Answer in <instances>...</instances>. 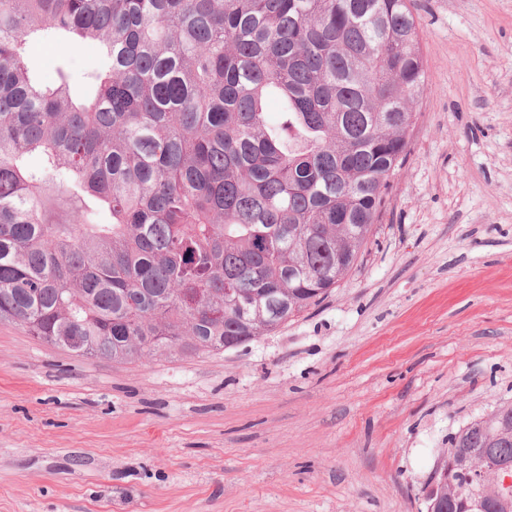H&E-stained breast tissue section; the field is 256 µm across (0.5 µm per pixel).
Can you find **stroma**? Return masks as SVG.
Listing matches in <instances>:
<instances>
[{"label":"stroma","instance_id":"stroma-1","mask_svg":"<svg viewBox=\"0 0 512 512\" xmlns=\"http://www.w3.org/2000/svg\"><path fill=\"white\" fill-rule=\"evenodd\" d=\"M427 91L388 204L315 308L220 354L82 357L0 322V512H426L512 402V0H411ZM94 45L27 47L53 84Z\"/></svg>","mask_w":512,"mask_h":512}]
</instances>
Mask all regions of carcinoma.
<instances>
[{"label": "carcinoma", "mask_w": 512, "mask_h": 512, "mask_svg": "<svg viewBox=\"0 0 512 512\" xmlns=\"http://www.w3.org/2000/svg\"><path fill=\"white\" fill-rule=\"evenodd\" d=\"M34 34L101 62L44 86ZM420 40L409 0H0V322L123 363L219 353L319 305L405 162ZM50 185L83 202L71 223L44 219ZM484 454L512 461L511 403L449 438L453 480ZM425 504L491 512L476 483Z\"/></svg>", "instance_id": "obj_1"}]
</instances>
